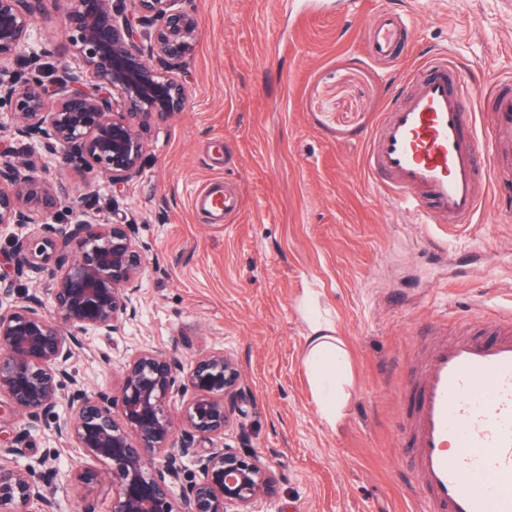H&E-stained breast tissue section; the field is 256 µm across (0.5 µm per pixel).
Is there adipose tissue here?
I'll return each mask as SVG.
<instances>
[{
	"label": "adipose tissue",
	"instance_id": "obj_1",
	"mask_svg": "<svg viewBox=\"0 0 512 512\" xmlns=\"http://www.w3.org/2000/svg\"><path fill=\"white\" fill-rule=\"evenodd\" d=\"M305 308L309 332L305 339L304 363L321 416L333 426L341 417L339 381L347 352L335 326L322 318L313 303H306Z\"/></svg>",
	"mask_w": 512,
	"mask_h": 512
}]
</instances>
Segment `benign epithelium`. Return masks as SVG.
<instances>
[{"mask_svg": "<svg viewBox=\"0 0 512 512\" xmlns=\"http://www.w3.org/2000/svg\"><path fill=\"white\" fill-rule=\"evenodd\" d=\"M63 0L59 56H73L62 75L44 83L0 67V104L10 125L0 139L25 138L33 151L13 159L0 151V229L24 227L32 215L48 217L61 190L40 165L41 154L63 150L96 177L121 190L139 174L145 151L141 129L184 111L188 87L182 64L194 50L198 21L184 0ZM46 0H0V63L23 58L33 42ZM72 260L51 265L59 245ZM25 270L47 276L48 301L36 294L3 307L0 300V414L33 419L55 413L54 433L102 465L53 467L45 453L24 465L0 448V512H60L56 489L90 485L111 495L110 512H255L272 494L273 480L257 451L244 443L222 448L224 432L244 393L236 362L221 351L195 357L188 367L150 347L123 368L116 395L90 393L71 370L78 348L73 332L110 336L133 320L140 300L144 253L123 217L101 223L80 210L64 231L44 223L14 237ZM182 400L181 434L173 440L171 403ZM120 415H115V412ZM198 477L185 478V462Z\"/></svg>", "mask_w": 512, "mask_h": 512, "instance_id": "7a95c632", "label": "benign epithelium"}]
</instances>
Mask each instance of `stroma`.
Listing matches in <instances>:
<instances>
[{"mask_svg": "<svg viewBox=\"0 0 512 512\" xmlns=\"http://www.w3.org/2000/svg\"><path fill=\"white\" fill-rule=\"evenodd\" d=\"M185 6L199 20L183 66L190 99L144 130L140 173L115 194L63 154L44 160L65 189L53 224L68 228L83 205L106 223L127 217L146 258L135 319L80 335L77 378L112 394L143 347L184 364L224 352L245 397L216 442L245 440L264 456L275 491L259 512H421L400 440L415 329L440 315L512 313V208L483 192L472 224L444 235L385 199L363 155L426 55H448L475 93L512 78V0H351L300 16L280 0ZM381 9L408 25L406 61L369 54L366 25ZM224 181L237 211L207 223L191 197ZM308 297L348 351L333 428L303 363ZM0 438L21 465L51 451L65 470L81 457L24 416L1 420Z\"/></svg>", "mask_w": 512, "mask_h": 512, "instance_id": "obj_1", "label": "stroma"}]
</instances>
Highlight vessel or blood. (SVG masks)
<instances>
[{
	"mask_svg": "<svg viewBox=\"0 0 512 512\" xmlns=\"http://www.w3.org/2000/svg\"><path fill=\"white\" fill-rule=\"evenodd\" d=\"M405 31L402 17L379 14L366 27L370 54L401 59ZM456 69L440 54L408 70L410 95L388 113L364 157L372 181L417 223L450 229L472 223L480 181L512 184V162L500 157L512 146V89L499 79L479 94L491 112L478 126ZM191 202L214 224L238 206L228 187H205ZM418 333L427 343L402 389L413 394L406 440L422 512H512V317L461 325L449 340L431 322Z\"/></svg>",
	"mask_w": 512,
	"mask_h": 512,
	"instance_id": "obj_1",
	"label": "vessel or blood"
}]
</instances>
